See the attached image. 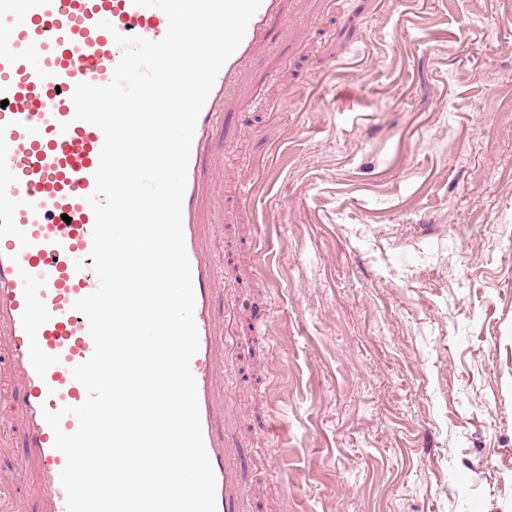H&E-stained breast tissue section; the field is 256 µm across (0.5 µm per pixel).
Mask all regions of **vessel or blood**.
<instances>
[{
    "label": "vessel or blood",
    "mask_w": 512,
    "mask_h": 512,
    "mask_svg": "<svg viewBox=\"0 0 512 512\" xmlns=\"http://www.w3.org/2000/svg\"><path fill=\"white\" fill-rule=\"evenodd\" d=\"M283 17L284 0H262L220 69L196 122L182 202L199 339L190 369L217 512H241L245 457L225 429L224 347L233 326L214 314L224 291L219 230L208 217L220 183L215 138L227 100ZM167 28L162 10L134 0H0V428L34 464L45 512H66V458L43 413L87 397L72 369L92 356L94 342L74 304L99 285L87 198L104 134L75 120L72 94L77 84L111 81L122 54L115 35L157 41Z\"/></svg>",
    "instance_id": "obj_1"
}]
</instances>
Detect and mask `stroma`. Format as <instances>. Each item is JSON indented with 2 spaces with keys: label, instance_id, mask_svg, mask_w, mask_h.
I'll use <instances>...</instances> for the list:
<instances>
[{
  "label": "stroma",
  "instance_id": "obj_1",
  "mask_svg": "<svg viewBox=\"0 0 512 512\" xmlns=\"http://www.w3.org/2000/svg\"><path fill=\"white\" fill-rule=\"evenodd\" d=\"M293 9L216 210L244 512H512V0ZM23 454L0 480L39 512Z\"/></svg>",
  "mask_w": 512,
  "mask_h": 512
}]
</instances>
